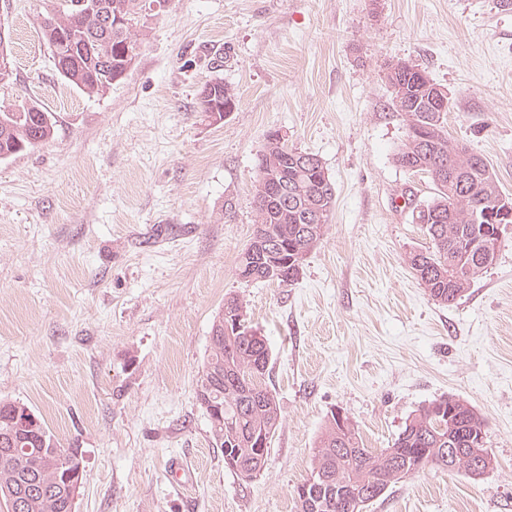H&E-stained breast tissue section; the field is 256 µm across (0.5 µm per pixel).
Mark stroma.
Segmentation results:
<instances>
[{"label": "stroma", "mask_w": 512, "mask_h": 512, "mask_svg": "<svg viewBox=\"0 0 512 512\" xmlns=\"http://www.w3.org/2000/svg\"><path fill=\"white\" fill-rule=\"evenodd\" d=\"M51 0H0L13 77L0 110L36 105L53 135L0 161V400L34 409L83 457L76 512H295L293 490L332 412L369 448L446 396L486 421L493 467L429 469L367 512H512V227L455 303L432 300L410 252L429 240L395 162L406 125L386 82L424 69L450 96L448 133L512 194V9L498 0H169L124 78L90 95L57 72ZM238 100L223 121L204 84ZM316 154L335 185L322 241L290 285L246 282L256 162L269 131ZM229 295L266 337L282 421L252 481L225 467L196 402ZM194 469L172 483V461ZM228 103H232L234 105V109H236L237 97L221 79H215L206 83L198 98L199 110L200 112H204L208 118H211L212 114L215 113H218L221 116V113L223 114L224 112V106ZM228 115V112H224V118Z\"/></svg>", "instance_id": "stroma-1"}]
</instances>
